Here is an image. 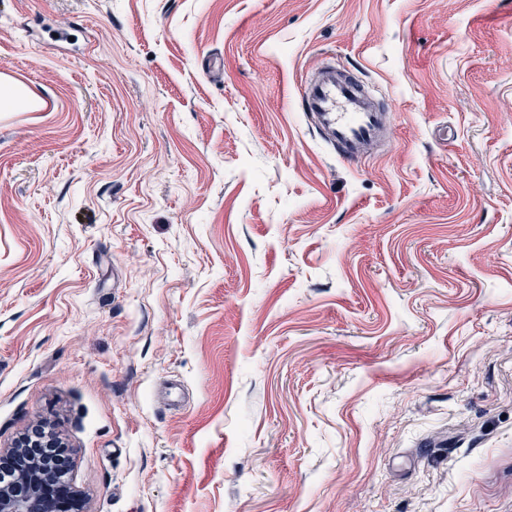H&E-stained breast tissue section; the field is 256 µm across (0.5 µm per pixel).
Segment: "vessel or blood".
<instances>
[{
  "label": "vessel or blood",
  "instance_id": "obj_1",
  "mask_svg": "<svg viewBox=\"0 0 512 512\" xmlns=\"http://www.w3.org/2000/svg\"><path fill=\"white\" fill-rule=\"evenodd\" d=\"M301 99L325 138L344 160L371 157L387 129V114L364 95L360 80L336 70L321 71L301 90Z\"/></svg>",
  "mask_w": 512,
  "mask_h": 512
}]
</instances>
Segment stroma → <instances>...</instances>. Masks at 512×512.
<instances>
[{"label":"stroma","mask_w":512,"mask_h":512,"mask_svg":"<svg viewBox=\"0 0 512 512\" xmlns=\"http://www.w3.org/2000/svg\"><path fill=\"white\" fill-rule=\"evenodd\" d=\"M1 73L0 448L83 512H512V0H0ZM301 99L341 158L358 162L373 156V147L386 132L388 113L365 97L357 77L322 70L302 88ZM0 89V112L16 108L20 105L36 110L42 105L41 101L31 96L26 87L9 76L0 75Z\"/></svg>","instance_id":"obj_1"}]
</instances>
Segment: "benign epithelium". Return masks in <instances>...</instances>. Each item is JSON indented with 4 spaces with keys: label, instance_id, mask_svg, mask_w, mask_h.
<instances>
[{
    "label": "benign epithelium",
    "instance_id": "obj_1",
    "mask_svg": "<svg viewBox=\"0 0 512 512\" xmlns=\"http://www.w3.org/2000/svg\"><path fill=\"white\" fill-rule=\"evenodd\" d=\"M42 432L16 441L7 453L14 456L15 475L0 483V512H77L78 502L69 495L61 477L58 455H34L42 448Z\"/></svg>",
    "mask_w": 512,
    "mask_h": 512
}]
</instances>
